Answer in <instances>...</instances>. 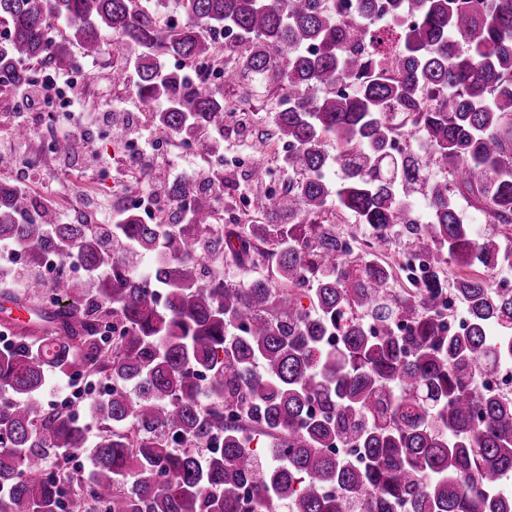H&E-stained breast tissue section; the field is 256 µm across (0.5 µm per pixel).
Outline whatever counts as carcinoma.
Here are the masks:
<instances>
[{"label": "carcinoma", "instance_id": "cac0c4a2", "mask_svg": "<svg viewBox=\"0 0 512 512\" xmlns=\"http://www.w3.org/2000/svg\"><path fill=\"white\" fill-rule=\"evenodd\" d=\"M341 2L361 22L321 0H176L180 24L161 21L164 0H0V94L107 43L124 60L112 86L134 72L155 129L216 154L224 84L196 87L166 61L215 59L212 35L232 32L231 79L272 88L266 112L288 148L282 190L254 197L246 222L224 220L234 200L191 177L131 179L127 196L150 186L170 213L142 224L120 208L108 234L0 181V245L35 273L48 253L88 270L0 289L33 315L3 324L0 512H512V396L478 388L512 366V285L490 276L512 270V0ZM402 132L425 154L394 150ZM90 151L82 136L54 149ZM333 207L379 242L405 237L403 263L340 232ZM416 264L413 287L393 288ZM451 266L464 272L450 282ZM53 374L112 382L94 441L45 404ZM216 434L203 457L181 448ZM257 436L273 462L249 447ZM88 447L85 476L71 463Z\"/></svg>", "mask_w": 512, "mask_h": 512}]
</instances>
